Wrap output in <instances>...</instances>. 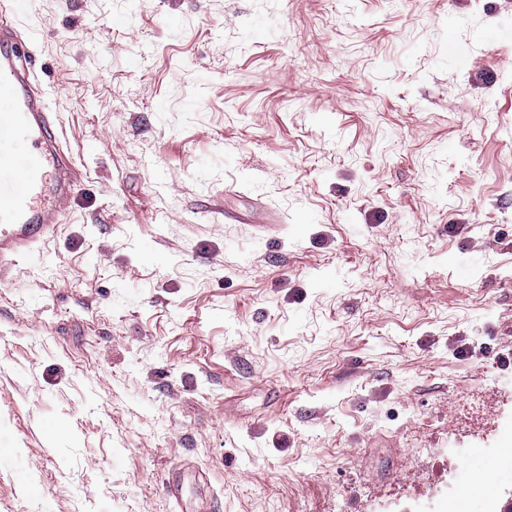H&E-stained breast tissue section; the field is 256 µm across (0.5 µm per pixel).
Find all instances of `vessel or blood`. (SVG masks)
Masks as SVG:
<instances>
[{"instance_id":"obj_1","label":"vessel or blood","mask_w":512,"mask_h":512,"mask_svg":"<svg viewBox=\"0 0 512 512\" xmlns=\"http://www.w3.org/2000/svg\"><path fill=\"white\" fill-rule=\"evenodd\" d=\"M38 70L34 50L1 21L0 271L55 234L81 179Z\"/></svg>"}]
</instances>
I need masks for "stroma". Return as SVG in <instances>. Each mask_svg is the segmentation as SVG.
<instances>
[{
	"label": "stroma",
	"mask_w": 512,
	"mask_h": 512,
	"mask_svg": "<svg viewBox=\"0 0 512 512\" xmlns=\"http://www.w3.org/2000/svg\"><path fill=\"white\" fill-rule=\"evenodd\" d=\"M30 11L83 178L0 276V512L471 487L512 444V0Z\"/></svg>",
	"instance_id": "1"
}]
</instances>
